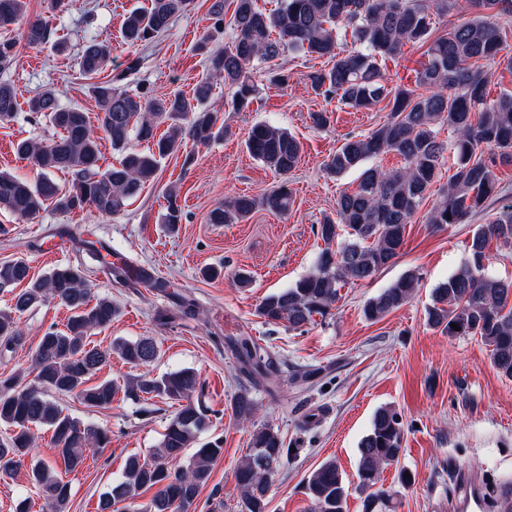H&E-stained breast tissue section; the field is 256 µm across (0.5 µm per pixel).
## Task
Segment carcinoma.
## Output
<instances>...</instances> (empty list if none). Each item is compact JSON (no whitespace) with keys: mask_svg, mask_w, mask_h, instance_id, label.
<instances>
[{"mask_svg":"<svg viewBox=\"0 0 512 512\" xmlns=\"http://www.w3.org/2000/svg\"><path fill=\"white\" fill-rule=\"evenodd\" d=\"M192 4L193 0H148V7L125 16V42L131 47L151 42ZM228 6L233 41L224 51L208 54V74L195 84L190 97L157 99L145 86L129 91L120 85L139 70V56L120 74L93 86L98 129L121 155L116 165H100V137L85 112L61 106L49 86L31 97L27 111L34 118L47 119L58 136L49 143L17 142L16 155L37 171V177L31 181L0 170V209L21 219H33L49 205L66 213L93 209L105 217L118 215L156 180L161 160L189 141L209 145L224 138V124L211 106L215 80H223L233 90L232 107L244 110L257 94L254 62L268 64L269 81L284 85L290 75L278 67V60L285 49L327 57L330 69L308 75L316 95L336 96L356 111L384 102L390 113L370 135L344 139L326 163V169L338 177L358 168L361 174L354 189L338 196L336 217L326 216L317 226L325 249L314 271L293 286L266 295L256 308L265 323L298 330L314 317L330 314L338 288L366 281L393 263L404 244L407 224L439 177L447 150L455 156L454 173L428 212V223L464 224L485 212L487 201L498 194L497 170L512 166V92L489 97L488 67L503 64L512 74L504 27L512 20V0H280L271 13L261 11L256 0H214L213 32L202 39L199 50L207 49L222 33ZM466 10L475 15L452 24L448 34L432 37L435 17ZM21 23L27 45L64 48L49 22L29 17L27 0H0V73L19 62L18 44L8 33ZM341 28L351 32L359 50L348 54L338 50L336 35ZM408 44L428 45L427 63L416 79L420 93L388 85L381 70V62L396 57ZM110 56L108 42L91 38L80 56V69L87 76L98 75ZM18 108L11 84L0 82V120L13 118ZM163 123L167 128L158 136L155 130ZM445 125L454 135L450 147L438 139L437 127ZM138 142L151 148L143 152L137 149ZM245 146L281 183L260 199L239 195L225 201L209 213L211 224H236L258 207L284 214L293 204L287 178L300 159V141L285 128L258 123L248 131ZM389 151L402 157V168L385 171L364 166L368 159ZM59 171L71 176L68 184L54 180ZM167 202L163 223L173 229L182 223L174 191L168 192ZM492 246L512 249V205L476 228L461 267L434 289L426 308L427 322L452 337H480L495 370L512 379V280L489 272ZM110 256L109 249L97 253L118 280L142 281L140 268L125 261L116 264ZM418 283L416 272L404 274L364 304V317L383 319L412 298ZM0 292L13 293L10 307L0 311V353L13 351L20 340L15 316L48 299L71 311L64 329L43 333L27 368L0 377V424L11 430L8 439L0 441V471L10 473L32 456L39 428L51 432V443L68 471L112 443L108 429L72 416L50 393L73 395L94 409L111 407L121 390L129 396L144 394L174 404L175 410L149 458H127L122 479L100 494L98 512H114L119 503L127 512H187L224 454V440L216 438L181 464L186 449L209 425L205 411L193 400L197 373L182 369L156 377L144 374L122 385L112 379L94 381L111 355L135 367L145 366L158 358L159 347L152 337L117 338L107 349L88 341L95 332L110 329L121 309L111 297L93 294L82 266L57 267L36 278L22 258L0 261ZM453 323L459 330L451 327ZM227 344L240 374L268 385L279 383L280 366L267 347L250 336L230 337ZM29 375L34 383L27 385L23 380ZM233 409L237 421L250 422L257 404L242 392ZM403 438L399 414L390 407L377 409L358 448L356 489L364 495V512H395L393 495L377 484L385 469L398 464ZM288 452L273 427L253 432L249 451L235 470L244 512H268L271 480ZM28 478L51 512H68L69 483L52 462L31 460ZM151 488L155 492L149 501L135 503ZM304 488L310 512H347L351 488L336 461L322 462L304 479Z\"/></svg>","mask_w":512,"mask_h":512,"instance_id":"1","label":"carcinoma"}]
</instances>
